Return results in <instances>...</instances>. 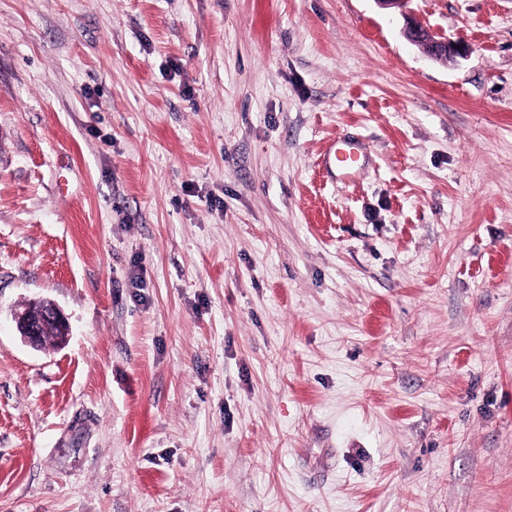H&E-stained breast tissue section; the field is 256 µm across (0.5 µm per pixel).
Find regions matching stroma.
<instances>
[{
  "label": "stroma",
  "instance_id": "stroma-1",
  "mask_svg": "<svg viewBox=\"0 0 512 512\" xmlns=\"http://www.w3.org/2000/svg\"><path fill=\"white\" fill-rule=\"evenodd\" d=\"M408 8L470 53L375 0H0V512H512V0ZM404 34L409 41L423 45L432 60L446 65L458 57L467 56L470 52L467 44L451 43L442 38H435L426 29L413 22L407 21ZM324 164L346 177L355 174L364 165L361 145L354 140H337L324 154ZM16 325L22 329V338L24 341L34 347H39L42 328L48 323L59 326L63 333V340L69 335L68 323L61 310L54 304L46 310L42 316L37 319H29L24 314L15 315Z\"/></svg>",
  "mask_w": 512,
  "mask_h": 512
}]
</instances>
